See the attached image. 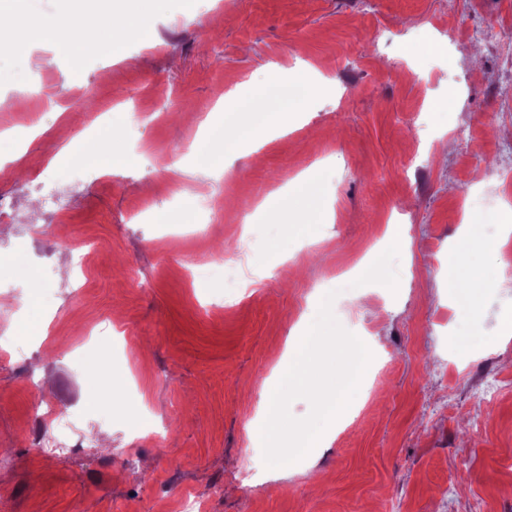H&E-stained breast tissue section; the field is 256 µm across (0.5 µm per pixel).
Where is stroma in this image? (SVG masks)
Instances as JSON below:
<instances>
[{
  "label": "stroma",
  "mask_w": 512,
  "mask_h": 512,
  "mask_svg": "<svg viewBox=\"0 0 512 512\" xmlns=\"http://www.w3.org/2000/svg\"><path fill=\"white\" fill-rule=\"evenodd\" d=\"M131 29L98 32L108 56L47 49L32 40L49 84L78 72L84 112L63 101L55 118L36 101L14 108L0 75V126L42 129L11 168L0 169V296L27 348L0 357V512H180L181 497L207 512H512V275L496 252L477 253L483 224H511L495 174L512 145V0H126ZM499 39L478 37L488 22ZM150 32L143 42L141 32ZM282 74L269 83L254 57ZM275 100L312 91L292 131L260 148L235 128L261 129L263 110L224 116L229 154L220 179L189 150L202 123L243 83ZM100 181L76 158L101 120ZM448 140L443 162L409 167L416 143ZM325 163L298 212L319 213L311 231L289 225L247 242L240 213L274 224L263 200L292 176ZM224 195L212 197L213 184ZM484 203L459 222L460 197ZM150 202L147 222L129 214ZM218 223H210V213ZM93 241L81 272L67 276L64 242ZM226 243L245 286L224 299V280L196 277L182 257ZM23 251L29 277L11 269ZM385 260L375 280L332 310L351 333H380L374 356L332 440L301 461L269 469L255 428L270 403L273 369L316 316L333 278L360 254ZM483 263L488 281L471 286ZM458 284L449 287V275ZM479 315L469 342L448 331L459 299ZM100 321L127 329L121 362L92 346ZM139 373L112 391L119 370ZM501 395L485 403L489 380ZM49 400L82 429L109 434L65 460L33 450L45 428L30 406ZM125 451L130 468L111 465Z\"/></svg>",
  "instance_id": "35a3bbf8"
}]
</instances>
